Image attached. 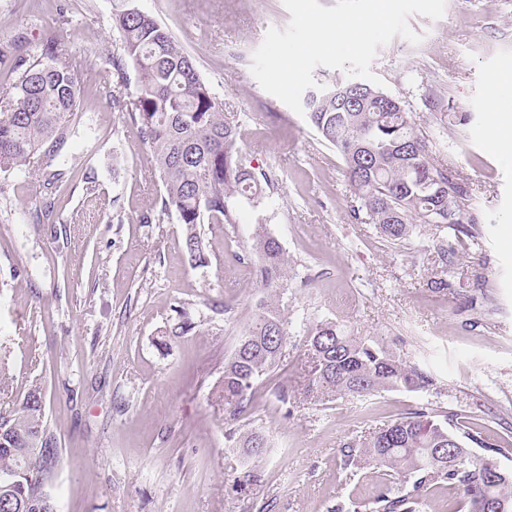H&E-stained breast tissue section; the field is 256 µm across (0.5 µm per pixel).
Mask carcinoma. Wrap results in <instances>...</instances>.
<instances>
[{
    "label": "carcinoma",
    "instance_id": "1",
    "mask_svg": "<svg viewBox=\"0 0 512 512\" xmlns=\"http://www.w3.org/2000/svg\"><path fill=\"white\" fill-rule=\"evenodd\" d=\"M118 40L102 68L81 69L48 38L34 53L14 59V80L0 90V171L51 166L58 145L81 119L84 87L94 84L112 96V108L136 125L149 146L165 193L159 214L175 213L185 226L190 255L203 254L198 226L238 228V207L265 197L266 174L242 157L239 128L224 119L222 100L201 77L193 58L137 0H122L112 13ZM136 95H123L129 72ZM311 126L344 160V173L359 206L355 218L374 225L389 245H401L421 224H441L462 245L482 236L480 217L467 187L454 171L434 162L429 133L401 101L371 85L349 83L312 88L303 98ZM258 258L257 286L267 292L240 331L224 361V381L215 395L237 420L252 409L259 380L280 367L288 344V320L276 303L288 286V256L263 225L249 235ZM281 329V348L260 346L269 327ZM310 369L306 399H361L383 391H430L433 375L371 336L338 321L308 329ZM460 414L423 407L343 444L344 468L363 464L385 469V485L372 499L339 501L332 512H421L424 491L452 486L469 512L480 501L512 512V474L490 456L476 457L462 439L481 442L469 431H453ZM236 447L258 458L252 447L258 429L230 432ZM57 441L45 421L42 389L27 390L20 405L0 411V512H56L50 493Z\"/></svg>",
    "mask_w": 512,
    "mask_h": 512
}]
</instances>
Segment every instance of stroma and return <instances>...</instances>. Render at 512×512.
<instances>
[{
    "mask_svg": "<svg viewBox=\"0 0 512 512\" xmlns=\"http://www.w3.org/2000/svg\"><path fill=\"white\" fill-rule=\"evenodd\" d=\"M194 58L241 130L249 166L276 180L239 228L204 224L191 257L176 216L141 223L163 192L138 128L104 91L86 88L83 116L52 166L66 172L58 223L42 224V175L0 172V410L40 386L58 441L57 512H330L374 495L379 470L344 468L340 448L368 428L429 406L466 411L512 472V160L496 147L488 110L512 114V0H447L433 20L409 19L423 40L394 37L371 71L431 133L433 157L471 189L483 242L441 267L447 229L421 225L403 246L352 216L340 154L306 117L252 76L283 0H139ZM113 0H0V88L12 45L59 34L64 53L100 68L112 47ZM447 113V125L435 117ZM265 225L288 257L279 295L290 336L284 361L257 386L243 423L270 440L266 456L230 447L232 422L211 396L261 292L239 261L248 227ZM450 286L432 293V281ZM192 330L174 335L183 318ZM333 319L382 340L429 370V392L362 401H303L304 340ZM287 402H279V394Z\"/></svg>",
    "mask_w": 512,
    "mask_h": 512,
    "instance_id": "1",
    "label": "stroma"
}]
</instances>
